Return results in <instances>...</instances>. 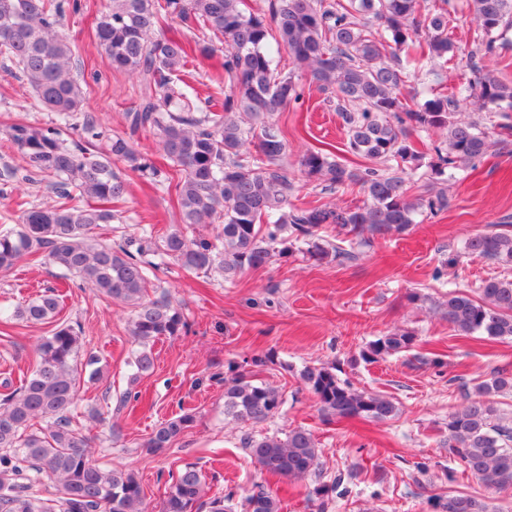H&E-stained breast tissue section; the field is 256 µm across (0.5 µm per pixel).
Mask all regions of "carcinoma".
<instances>
[{
    "label": "carcinoma",
    "instance_id": "obj_1",
    "mask_svg": "<svg viewBox=\"0 0 512 512\" xmlns=\"http://www.w3.org/2000/svg\"><path fill=\"white\" fill-rule=\"evenodd\" d=\"M244 0H109L96 18L95 38L109 65L135 75L141 91L137 107L126 113L128 132L107 136L97 119L83 116L79 138L68 141L61 129L23 119L7 125L12 144L23 156L27 177L54 180L59 201L21 211L18 224L0 232V271L32 257L77 279L106 300L131 308L130 336L139 346L131 357L133 378L153 368L150 344L176 336L184 327L181 311L164 298L151 299L157 287L154 258L185 271H217L227 282L246 270H264L306 246L309 258L341 262L375 236L401 234L416 217L448 207L442 193H413L414 174L425 153L412 140L418 131H440L445 147H434L428 164L433 178L482 158L496 136L512 125L489 128L459 120L448 107L454 100L431 93L424 101L402 97L401 87L426 66L446 62L457 48L448 37V0H270L268 12H245ZM480 29L478 53L491 57L505 48L512 29V0H469ZM78 0H0V56L26 77L37 105L67 120L81 111L84 92L74 68L75 44L59 32ZM181 28H201L224 45V73L230 91L197 106L179 85L188 59L215 51L185 35L155 36L167 17ZM377 26L372 31L371 26ZM287 51L300 74L331 94L347 136V152L370 165L354 171L329 149L306 150L300 173L325 190L360 186L365 200L354 208L292 207L293 183L283 164L287 144L273 116L302 96L299 78L274 65L270 42ZM478 108L512 111V84L492 70L468 86ZM151 132L163 162L135 146L134 136ZM123 163L157 187L174 190L181 223L171 231L109 240L93 229L117 220L125 202ZM81 198L85 205L71 201ZM195 225L210 234L188 235ZM333 226L349 248L319 236ZM470 254L512 262V233L477 234L465 243ZM474 298L463 291L440 304L459 336L475 333L512 339V280L489 278ZM61 310L59 292L48 288L17 308L28 323H52ZM81 330L62 322L38 339L36 364L17 387L7 382L0 394V512H147L135 474L106 469L93 459L92 437L72 415L82 376L101 377L100 359L81 352ZM415 337L394 330L370 342L360 357L368 363L409 350ZM301 379L328 416L392 419L397 408L386 396L356 390L333 369L307 366ZM512 390V376L497 372L465 395L466 405L448 418V448L463 472L486 488L512 489V420L497 413L493 396ZM283 393L257 383L245 372L224 378V414L235 421L265 422L278 413ZM41 420L44 428H33ZM194 422L185 412L161 423L145 447L168 448ZM242 447L260 470L302 480L319 472V448L303 427L256 438ZM57 481L44 495L43 478ZM340 480L318 483V512H327ZM234 493L205 498L201 471L186 466L174 480L161 512H233ZM432 512H490L471 496H436ZM243 512H281L280 499L262 486L245 498Z\"/></svg>",
    "mask_w": 512,
    "mask_h": 512
}]
</instances>
